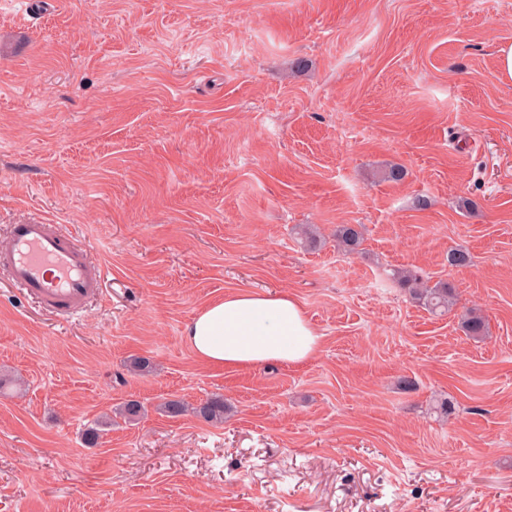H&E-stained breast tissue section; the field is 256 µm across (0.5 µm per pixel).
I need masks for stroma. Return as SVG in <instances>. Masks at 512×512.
<instances>
[{"instance_id": "stroma-1", "label": "stroma", "mask_w": 512, "mask_h": 512, "mask_svg": "<svg viewBox=\"0 0 512 512\" xmlns=\"http://www.w3.org/2000/svg\"><path fill=\"white\" fill-rule=\"evenodd\" d=\"M505 42L512 0H0V239L57 224L106 269L73 319L0 281V512H512ZM235 290L293 295L318 353L200 363L183 329ZM361 239L362 227L359 224H344L336 229V245L346 253L355 251ZM400 281L410 290L415 298L422 301L432 312L445 314L453 305V288L444 282H437L433 286L428 281L413 273H406ZM158 410L170 417H178L191 412L196 417L213 424L224 422V399L214 397L207 399L195 407H188L178 400H169L158 407Z\"/></svg>"}]
</instances>
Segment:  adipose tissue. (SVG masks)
<instances>
[{
    "mask_svg": "<svg viewBox=\"0 0 512 512\" xmlns=\"http://www.w3.org/2000/svg\"><path fill=\"white\" fill-rule=\"evenodd\" d=\"M183 337L198 360L230 370L301 364L321 341L293 296L255 291L228 293L205 305L186 324Z\"/></svg>",
    "mask_w": 512,
    "mask_h": 512,
    "instance_id": "ef3b65f1",
    "label": "adipose tissue"
}]
</instances>
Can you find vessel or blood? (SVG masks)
<instances>
[{
  "mask_svg": "<svg viewBox=\"0 0 512 512\" xmlns=\"http://www.w3.org/2000/svg\"><path fill=\"white\" fill-rule=\"evenodd\" d=\"M0 272L20 294L45 311L72 318L99 296L105 278L102 265L87 247L54 224H14L0 244Z\"/></svg>",
  "mask_w": 512,
  "mask_h": 512,
  "instance_id": "obj_1",
  "label": "vessel or blood"
}]
</instances>
